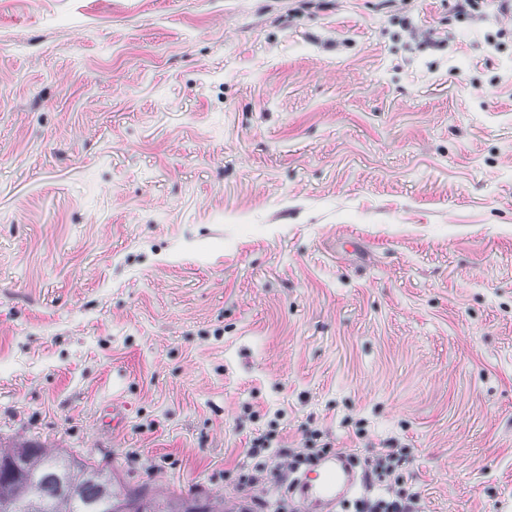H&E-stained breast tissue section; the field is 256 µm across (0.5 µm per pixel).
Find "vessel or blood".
Masks as SVG:
<instances>
[{
    "mask_svg": "<svg viewBox=\"0 0 512 512\" xmlns=\"http://www.w3.org/2000/svg\"><path fill=\"white\" fill-rule=\"evenodd\" d=\"M357 484V475L349 451L328 454L316 469L297 480L294 492L299 499L311 503L316 512H333L343 504Z\"/></svg>",
    "mask_w": 512,
    "mask_h": 512,
    "instance_id": "vessel-or-blood-1",
    "label": "vessel or blood"
}]
</instances>
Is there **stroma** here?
I'll use <instances>...</instances> for the list:
<instances>
[{
  "label": "stroma",
  "instance_id": "obj_1",
  "mask_svg": "<svg viewBox=\"0 0 512 512\" xmlns=\"http://www.w3.org/2000/svg\"><path fill=\"white\" fill-rule=\"evenodd\" d=\"M308 428L512 512V17L0 0V442L250 512Z\"/></svg>",
  "mask_w": 512,
  "mask_h": 512
}]
</instances>
